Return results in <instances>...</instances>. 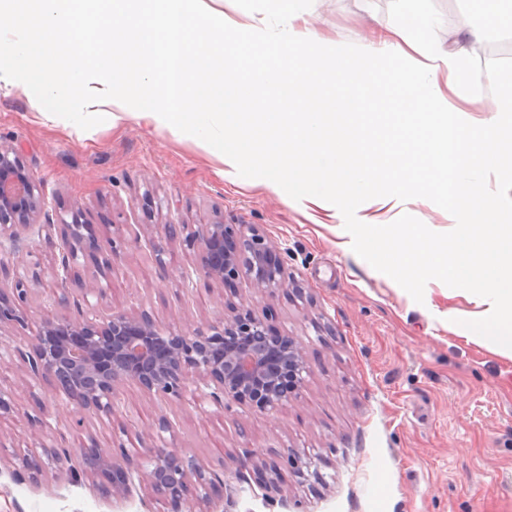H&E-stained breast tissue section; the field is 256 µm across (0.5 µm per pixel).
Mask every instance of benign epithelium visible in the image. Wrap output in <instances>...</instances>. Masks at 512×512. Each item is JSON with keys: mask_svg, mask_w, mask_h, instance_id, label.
<instances>
[{"mask_svg": "<svg viewBox=\"0 0 512 512\" xmlns=\"http://www.w3.org/2000/svg\"><path fill=\"white\" fill-rule=\"evenodd\" d=\"M37 234L54 251L52 277L57 311L43 315L31 343L4 345L0 356L16 357L28 375L48 386L51 397L61 400L89 418H112L118 389L134 384L170 403L184 398L190 388L219 405H240L269 413L297 399L311 368L300 344L291 336L270 328L260 303L288 289V273L282 253L252 224H240L231 232L221 222L160 225L144 243L159 265L175 239L198 252L199 264L181 273L178 287L212 288L215 284L247 282L255 291L250 303L230 318L183 330L163 326L149 314L131 315L112 308L79 312L78 295L103 298L112 264L121 258L112 240L102 241L95 225L73 214L72 222L49 213L47 195L40 181L21 163L15 149L0 145V277L17 264L20 248ZM89 259L95 274L88 280L76 276L78 257ZM40 286V277H15L12 288L0 289V331L28 324L24 305ZM299 464L288 448H265L238 462V472L260 474L259 485L269 494L278 489L279 462ZM67 462L65 449L43 445L39 454H25L20 468L38 481L50 468ZM84 472L100 479L102 494L126 497L130 476L173 512H208L213 494L222 492L224 481L208 468L174 448L150 443L136 455L124 449L105 453L94 436H88L83 452Z\"/></svg>", "mask_w": 512, "mask_h": 512, "instance_id": "benign-epithelium-1", "label": "benign epithelium"}]
</instances>
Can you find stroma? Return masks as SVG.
Instances as JSON below:
<instances>
[{"label": "stroma", "instance_id": "obj_1", "mask_svg": "<svg viewBox=\"0 0 512 512\" xmlns=\"http://www.w3.org/2000/svg\"><path fill=\"white\" fill-rule=\"evenodd\" d=\"M423 5L429 37L444 48L472 26L473 13L489 8L487 0ZM296 7L322 39L363 52L372 30L399 20L402 4L298 0ZM494 35L505 59L468 52L481 75L475 96L484 102L497 91L496 73L512 69V29ZM0 144L19 150L63 216L81 211L106 236L124 238L127 257L114 264L106 296L87 298L89 308L145 312L183 329L231 315L252 299L248 283L232 293L218 285L208 293L177 291L181 273L198 263L196 251L178 239L159 262L131 236H152L170 219L255 225L284 251L288 267V289L268 299V320L301 344L313 369L299 398L273 413L223 408L190 393L163 404L131 385L118 392L112 418L84 424L71 406L51 402L47 387L19 363H0L19 406L0 416V512H162L140 483L128 497L109 498L82 473L91 435L103 449L121 446L132 455L161 438L214 470L224 494L210 512H512V353L461 332L459 319L477 306L453 282L435 279L410 291L372 247H345L356 224H419L443 238L454 230L453 215L390 187L349 211L334 199L313 205L222 177L216 157L168 129L128 114L113 125L91 113L77 134L42 115L38 102L4 88ZM18 263L20 274L39 273L43 282L28 304L27 327L10 332L25 343L52 302L53 259L35 237ZM163 415L175 431H161ZM44 439L66 449L69 465L34 484L19 477L16 459L37 452ZM264 448L295 449L311 466L302 475L283 468L279 492L264 495L234 464Z\"/></svg>", "mask_w": 512, "mask_h": 512}]
</instances>
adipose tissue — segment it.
<instances>
[{
    "mask_svg": "<svg viewBox=\"0 0 512 512\" xmlns=\"http://www.w3.org/2000/svg\"><path fill=\"white\" fill-rule=\"evenodd\" d=\"M403 21L376 31L364 62L319 41L293 8L270 33L207 10L204 0H0V86L37 98L41 110L81 131L85 112H125L200 142L238 178L262 172L267 188L344 209L392 183L457 215L451 237L418 224L359 225L357 243L382 240L399 283L439 276L479 308L463 329L512 349V69L475 122L466 91L474 75L465 47L423 40L422 0H403ZM385 84L402 95L387 132L337 120ZM269 104L256 111L257 102ZM222 112L224 131L208 118ZM494 172L496 194L472 184Z\"/></svg>",
    "mask_w": 512,
    "mask_h": 512,
    "instance_id": "ef3b65f1",
    "label": "adipose tissue"
}]
</instances>
